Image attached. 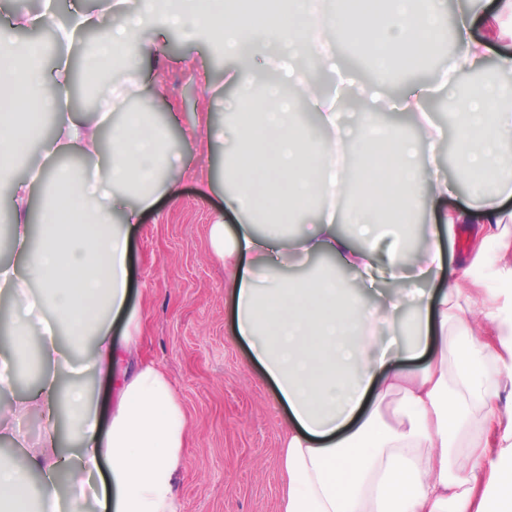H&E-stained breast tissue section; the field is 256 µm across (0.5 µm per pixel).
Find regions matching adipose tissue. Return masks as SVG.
Listing matches in <instances>:
<instances>
[{"instance_id":"ef3b65f1","label":"adipose tissue","mask_w":512,"mask_h":512,"mask_svg":"<svg viewBox=\"0 0 512 512\" xmlns=\"http://www.w3.org/2000/svg\"><path fill=\"white\" fill-rule=\"evenodd\" d=\"M446 9V0H346L331 25L373 46L378 71L392 58L414 72L444 38ZM473 22L469 9L459 10L452 68L483 58ZM147 25L214 38L228 53L238 51L248 27L266 68L288 65L287 85L260 92L240 70L227 71V119L211 131L231 142L224 206L237 223L216 222L210 240L229 270L234 332L288 414L280 512H512V304L487 307L466 270L425 296L421 282L444 274L436 238L411 253L374 252L382 224L410 227L419 198L434 204L449 193L436 163L442 132L423 97L405 94L390 104L416 118L412 138L386 132L374 109L359 112L360 182L372 193L340 210L332 197L344 171L329 158L352 136L340 126V97L310 92L298 66L302 51L323 45L309 0H141L85 59L86 77L107 84L102 62L122 55L130 33ZM501 66L508 79L473 89L458 131L460 167L482 169L470 181L480 205L448 212L443 230L451 236L458 225H482L506 253L512 238L503 226L512 212H502L498 199L512 196V58ZM48 80L55 92L46 98L39 89ZM71 82L66 68L46 75L39 44L18 54L0 42V187L11 193L21 260L0 268V288L15 300L0 331V430L28 411L45 412L41 446L18 442L20 465L0 457V512H89L95 477L110 512H180L189 423L174 383L144 352L142 317L130 303L129 230L154 205L161 176L176 188L180 155L164 149L147 106L128 110L130 83L108 84L104 111L119 115L109 135L73 112L50 141L54 153L96 159L97 172L54 164L30 183L3 176L39 136L43 115L69 98ZM288 85L306 92L321 138L300 125ZM35 183L43 187L36 211ZM116 212L123 223H113ZM301 215L309 229L289 235ZM342 222L350 234L337 231ZM316 254L336 259L389 311H409L401 334L372 349L377 319L335 269L284 277ZM392 279L400 288L384 291ZM476 312L493 326L490 341L475 333ZM34 349L38 387L6 398L17 363ZM418 356L423 364L412 365ZM92 380L109 387V413L93 400Z\"/></svg>"}]
</instances>
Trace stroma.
<instances>
[{"label":"stroma","instance_id":"stroma-1","mask_svg":"<svg viewBox=\"0 0 512 512\" xmlns=\"http://www.w3.org/2000/svg\"><path fill=\"white\" fill-rule=\"evenodd\" d=\"M168 40L171 50L157 57H140L134 47L127 54L140 78L130 106L150 104L160 124L166 114L178 113L180 124L169 128L168 145L185 165L176 193L159 190L154 206L133 227L131 302L189 419L181 512H279L287 412L273 383L232 330L230 285L209 241L211 224L233 221L224 211V146L209 142L206 128L224 121L227 67L248 70L256 81L274 73L201 40L178 33ZM447 62V54H439L434 65L403 83L369 67L353 74L362 84L400 95L440 80ZM427 110L446 134L438 164L451 186L448 204L475 207L469 175L448 161L458 124L449 121L441 96L429 97Z\"/></svg>","mask_w":512,"mask_h":512}]
</instances>
